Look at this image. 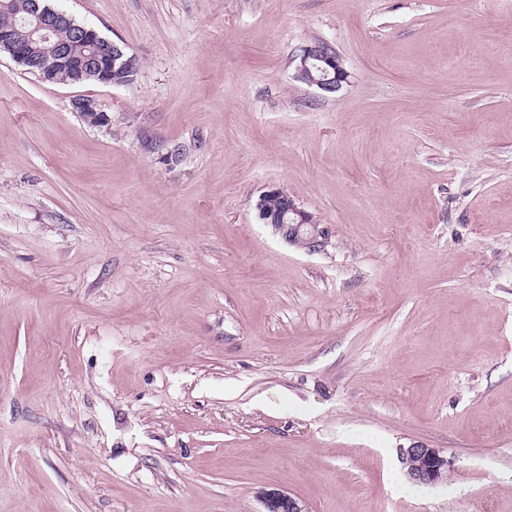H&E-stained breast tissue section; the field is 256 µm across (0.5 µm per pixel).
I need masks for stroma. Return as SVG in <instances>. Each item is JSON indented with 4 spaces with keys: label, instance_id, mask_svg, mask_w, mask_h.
<instances>
[{
    "label": "stroma",
    "instance_id": "stroma-1",
    "mask_svg": "<svg viewBox=\"0 0 512 512\" xmlns=\"http://www.w3.org/2000/svg\"><path fill=\"white\" fill-rule=\"evenodd\" d=\"M51 3L139 70L0 53V512H512V0ZM295 78L309 86L333 93L341 89L350 77L340 55L327 43L306 45L295 55ZM313 70L319 73L316 77ZM73 108L87 122L96 126L109 125L111 122L107 113L103 112L98 101L91 96H82L73 100ZM255 210L261 223L272 224L289 241L297 237L304 226L318 223L311 212L298 205L281 188H271L261 193L256 200ZM402 460L409 479L421 485L438 482L448 469V460L436 448H406ZM263 512H306L304 506L295 497L281 492L263 493Z\"/></svg>",
    "mask_w": 512,
    "mask_h": 512
}]
</instances>
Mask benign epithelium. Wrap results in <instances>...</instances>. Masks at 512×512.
<instances>
[{
    "label": "benign epithelium",
    "instance_id": "obj_1",
    "mask_svg": "<svg viewBox=\"0 0 512 512\" xmlns=\"http://www.w3.org/2000/svg\"><path fill=\"white\" fill-rule=\"evenodd\" d=\"M42 0H33L30 9L31 34L42 42L51 39V33L64 14L50 6H41ZM76 42L87 47L88 52L77 58L70 47L52 44L40 59L31 56L27 46L15 40L13 30L0 29V51L9 53L11 59L22 67L37 64L45 82H55L56 72L69 69L72 83H80L88 73H95L103 85L120 86L115 76L116 69L135 66V57L124 58L115 44L104 40L92 27L75 26ZM295 78L309 86L333 93L348 82L350 74L340 55L327 43L306 45L295 55ZM73 108L87 122L96 126L110 124L111 119L103 112L98 101L91 96L73 100ZM258 220L271 224L288 240L298 236L300 230L317 223L315 216L302 208L281 188H271L261 193L255 203ZM402 460L410 480L421 485H431L443 478L448 469V460L436 448H406ZM265 512H306L295 497L281 492L263 493Z\"/></svg>",
    "mask_w": 512,
    "mask_h": 512
}]
</instances>
